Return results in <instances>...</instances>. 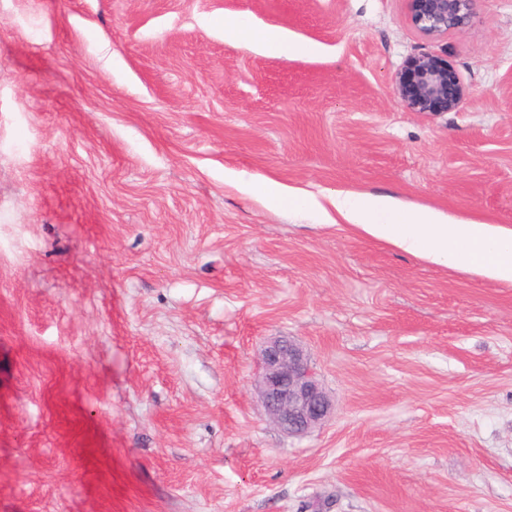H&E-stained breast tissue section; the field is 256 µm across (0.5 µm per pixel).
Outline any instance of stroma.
<instances>
[{
	"instance_id": "1",
	"label": "stroma",
	"mask_w": 512,
	"mask_h": 512,
	"mask_svg": "<svg viewBox=\"0 0 512 512\" xmlns=\"http://www.w3.org/2000/svg\"><path fill=\"white\" fill-rule=\"evenodd\" d=\"M422 53L455 110L394 99ZM228 170L512 227V0L437 39L409 0H0V512H512V284ZM273 336L333 404L304 437L257 402ZM224 38L251 45L263 53L290 56L299 53H314L312 46H302L288 38V34L274 27L257 26L247 15H237L231 19H222Z\"/></svg>"
}]
</instances>
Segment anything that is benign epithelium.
Listing matches in <instances>:
<instances>
[{
	"instance_id": "benign-epithelium-1",
	"label": "benign epithelium",
	"mask_w": 512,
	"mask_h": 512,
	"mask_svg": "<svg viewBox=\"0 0 512 512\" xmlns=\"http://www.w3.org/2000/svg\"><path fill=\"white\" fill-rule=\"evenodd\" d=\"M476 0H411L410 20L424 36L439 38L468 25ZM466 89L437 58L422 54L410 59L395 75L392 93L412 112H447L456 109ZM255 387L267 419L280 431L301 437L329 416L331 401L308 358L293 339L278 336L257 353Z\"/></svg>"
}]
</instances>
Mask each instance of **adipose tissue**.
<instances>
[{
	"label": "adipose tissue",
	"mask_w": 512,
	"mask_h": 512,
	"mask_svg": "<svg viewBox=\"0 0 512 512\" xmlns=\"http://www.w3.org/2000/svg\"><path fill=\"white\" fill-rule=\"evenodd\" d=\"M225 39L251 45L263 53L290 56L303 47L274 27L257 26L248 16L223 20ZM228 180L274 207L312 208L316 199L272 179L231 171ZM326 199L336 223L442 268L512 284V227L469 219L448 221L435 209L410 207L390 195L336 190Z\"/></svg>",
	"instance_id": "obj_1"
}]
</instances>
